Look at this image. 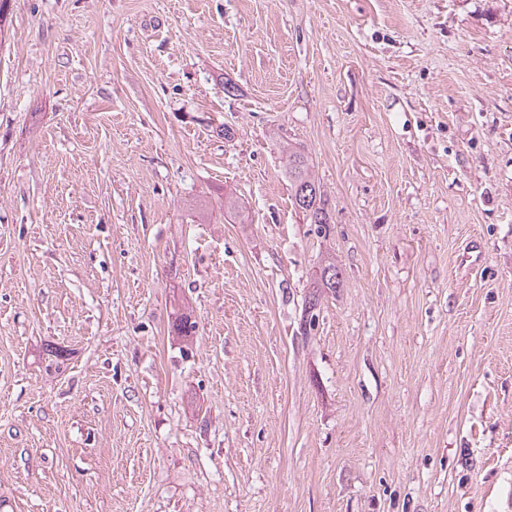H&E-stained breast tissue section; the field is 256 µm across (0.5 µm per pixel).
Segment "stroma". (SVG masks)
<instances>
[{
	"mask_svg": "<svg viewBox=\"0 0 512 512\" xmlns=\"http://www.w3.org/2000/svg\"><path fill=\"white\" fill-rule=\"evenodd\" d=\"M6 10L0 512H512V0ZM287 153L284 174L292 204L302 212L306 223L316 224V232L326 237L330 224L326 201L311 176L308 159L301 150L290 147L289 143ZM340 284V269L336 266V259L332 261H325L321 264L319 271L310 279L309 288H312L309 293L308 301L305 304V310L310 314L308 325L310 329L315 327L316 311L319 307L321 296L324 292L334 291Z\"/></svg>",
	"mask_w": 512,
	"mask_h": 512,
	"instance_id": "obj_1",
	"label": "stroma"
}]
</instances>
